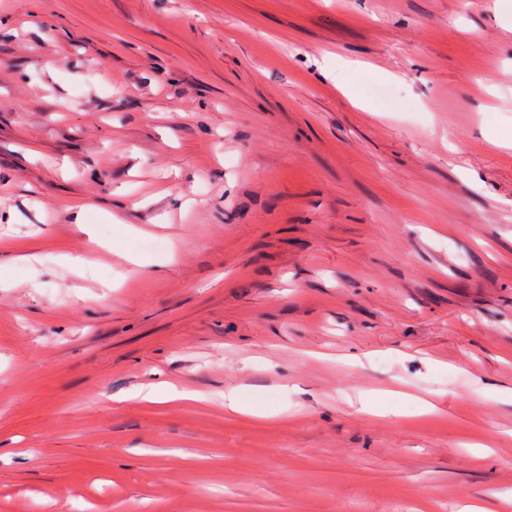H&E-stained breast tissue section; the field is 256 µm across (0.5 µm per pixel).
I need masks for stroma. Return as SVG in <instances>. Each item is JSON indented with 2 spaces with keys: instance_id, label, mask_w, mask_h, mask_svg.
<instances>
[{
  "instance_id": "1",
  "label": "stroma",
  "mask_w": 512,
  "mask_h": 512,
  "mask_svg": "<svg viewBox=\"0 0 512 512\" xmlns=\"http://www.w3.org/2000/svg\"><path fill=\"white\" fill-rule=\"evenodd\" d=\"M497 137L512 0H0V512H512ZM137 396H141L143 400L149 402L167 401L176 397L183 399H197L191 392H178L173 386L153 383L141 386Z\"/></svg>"
}]
</instances>
